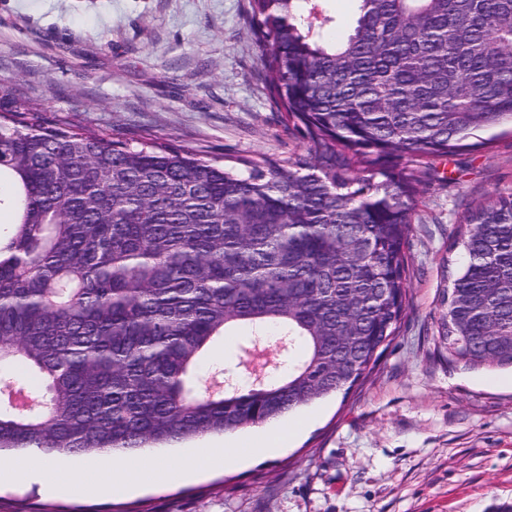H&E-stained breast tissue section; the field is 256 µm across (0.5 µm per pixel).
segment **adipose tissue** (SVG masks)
<instances>
[{"label":"adipose tissue","mask_w":512,"mask_h":512,"mask_svg":"<svg viewBox=\"0 0 512 512\" xmlns=\"http://www.w3.org/2000/svg\"><path fill=\"white\" fill-rule=\"evenodd\" d=\"M285 440L280 431L259 433L248 446L233 443L226 447L197 449L193 455V464L189 467H171L150 459L131 458L122 463L102 462L84 467L83 489L96 493L107 486L131 488L141 483L164 485L192 478L197 471L218 466L230 467L240 464L252 456L272 455L279 451ZM71 471L62 469L53 460L12 459L0 460V482H18L29 479L39 480L59 491H67Z\"/></svg>","instance_id":"obj_1"}]
</instances>
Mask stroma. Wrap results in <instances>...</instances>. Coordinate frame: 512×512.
I'll list each match as a JSON object with an SVG mask.
<instances>
[{"mask_svg":"<svg viewBox=\"0 0 512 512\" xmlns=\"http://www.w3.org/2000/svg\"><path fill=\"white\" fill-rule=\"evenodd\" d=\"M249 0H0V112L24 107L55 126L145 131L207 159L302 151L272 107ZM434 162L408 245L409 315L361 385L288 414L273 455L168 487L85 496L0 486V512L44 504L122 512H512V369L448 360L443 303L461 270L455 202L512 192V126ZM210 435L150 458L179 466Z\"/></svg>","mask_w":512,"mask_h":512,"instance_id":"obj_1","label":"stroma"}]
</instances>
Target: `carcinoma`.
<instances>
[{
	"mask_svg": "<svg viewBox=\"0 0 512 512\" xmlns=\"http://www.w3.org/2000/svg\"><path fill=\"white\" fill-rule=\"evenodd\" d=\"M357 2L332 38L321 0H250L268 98L305 145L279 161L0 114V454L236 432L376 369L407 317L429 161L512 123V0ZM461 223L448 359L512 368V193ZM243 326L288 346L201 389L204 352Z\"/></svg>",
	"mask_w": 512,
	"mask_h": 512,
	"instance_id": "cac0c4a2",
	"label": "carcinoma"
}]
</instances>
